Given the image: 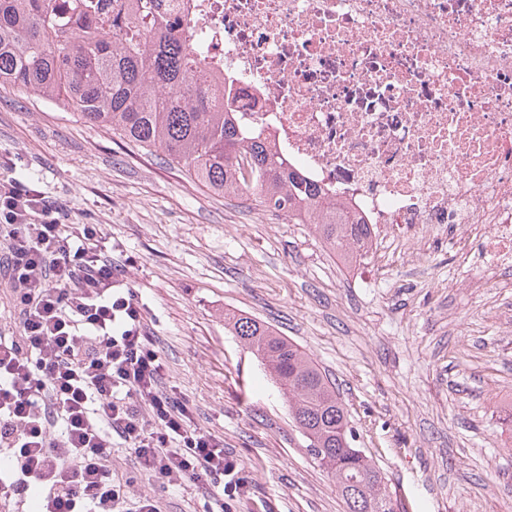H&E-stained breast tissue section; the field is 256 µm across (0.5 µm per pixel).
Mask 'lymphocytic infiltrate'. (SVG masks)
Wrapping results in <instances>:
<instances>
[{
  "instance_id": "obj_1",
  "label": "lymphocytic infiltrate",
  "mask_w": 512,
  "mask_h": 512,
  "mask_svg": "<svg viewBox=\"0 0 512 512\" xmlns=\"http://www.w3.org/2000/svg\"><path fill=\"white\" fill-rule=\"evenodd\" d=\"M60 207L14 177L0 178L9 242L0 278L21 333L0 332V504L39 494V512H159L158 495L190 480L216 505L247 478L224 441L194 426L165 388L166 365L141 299L93 224H63ZM154 481L131 494L108 462L114 444Z\"/></svg>"
}]
</instances>
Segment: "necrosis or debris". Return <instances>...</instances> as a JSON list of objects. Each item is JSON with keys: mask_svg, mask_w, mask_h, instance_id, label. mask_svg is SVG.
Here are the masks:
<instances>
[{"mask_svg": "<svg viewBox=\"0 0 512 512\" xmlns=\"http://www.w3.org/2000/svg\"><path fill=\"white\" fill-rule=\"evenodd\" d=\"M209 94L369 224L512 272V0H170Z\"/></svg>", "mask_w": 512, "mask_h": 512, "instance_id": "1", "label": "necrosis or debris"}]
</instances>
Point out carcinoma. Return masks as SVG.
Instances as JSON below:
<instances>
[{"label": "carcinoma", "mask_w": 512, "mask_h": 512, "mask_svg": "<svg viewBox=\"0 0 512 512\" xmlns=\"http://www.w3.org/2000/svg\"><path fill=\"white\" fill-rule=\"evenodd\" d=\"M210 73L190 54L162 0H0V85L147 151H161L216 195L281 210L312 224L346 264L362 261L370 228L249 138L229 112L205 101ZM226 325L260 360L309 440V453L336 480L347 512H397L384 476L353 445L347 410L326 372L293 341L251 315Z\"/></svg>", "instance_id": "obj_1"}]
</instances>
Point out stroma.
<instances>
[{
	"instance_id": "stroma-1",
	"label": "stroma",
	"mask_w": 512,
	"mask_h": 512,
	"mask_svg": "<svg viewBox=\"0 0 512 512\" xmlns=\"http://www.w3.org/2000/svg\"><path fill=\"white\" fill-rule=\"evenodd\" d=\"M94 224L146 306L166 387L250 474L231 512H345L228 313L266 322L328 373L356 447L400 512H512V287L463 288L462 258L431 241L367 281L313 225L221 197L162 155L0 87V162Z\"/></svg>"
}]
</instances>
